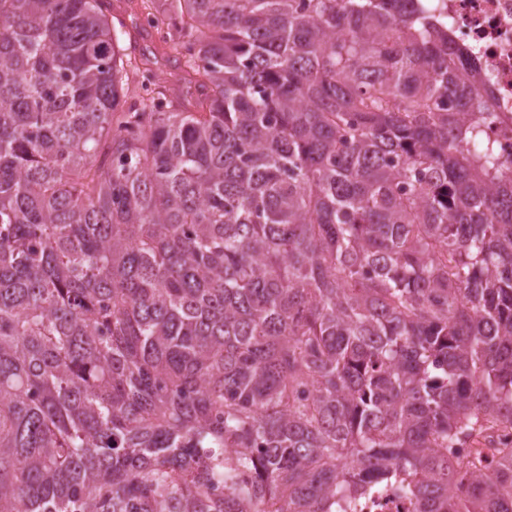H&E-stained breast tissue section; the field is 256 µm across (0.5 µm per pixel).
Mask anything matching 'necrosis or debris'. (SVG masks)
Listing matches in <instances>:
<instances>
[{
  "mask_svg": "<svg viewBox=\"0 0 512 512\" xmlns=\"http://www.w3.org/2000/svg\"><path fill=\"white\" fill-rule=\"evenodd\" d=\"M449 39L475 70L476 92L487 94L488 137L504 160L512 159V0H430ZM404 475L356 497L350 512H412Z\"/></svg>",
  "mask_w": 512,
  "mask_h": 512,
  "instance_id": "necrosis-or-debris-1",
  "label": "necrosis or debris"
}]
</instances>
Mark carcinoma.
Instances as JSON below:
<instances>
[{"mask_svg":"<svg viewBox=\"0 0 512 512\" xmlns=\"http://www.w3.org/2000/svg\"><path fill=\"white\" fill-rule=\"evenodd\" d=\"M111 6L0 0V512H337L397 468L512 512V179L447 31L168 0L137 57Z\"/></svg>","mask_w":512,"mask_h":512,"instance_id":"cac0c4a2","label":"carcinoma"}]
</instances>
